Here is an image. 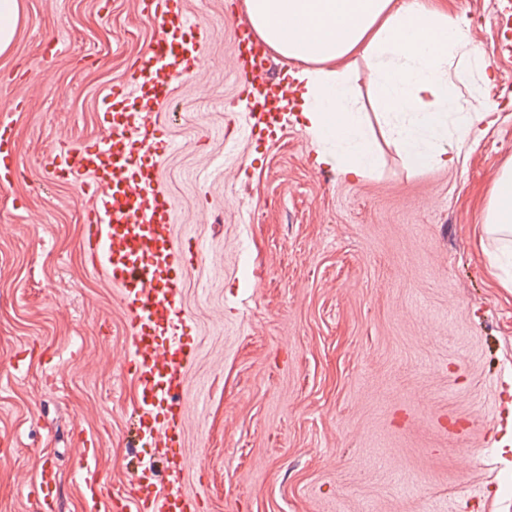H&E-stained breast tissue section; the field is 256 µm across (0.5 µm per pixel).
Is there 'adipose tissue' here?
<instances>
[{
  "label": "adipose tissue",
  "mask_w": 512,
  "mask_h": 512,
  "mask_svg": "<svg viewBox=\"0 0 512 512\" xmlns=\"http://www.w3.org/2000/svg\"><path fill=\"white\" fill-rule=\"evenodd\" d=\"M247 20L288 74L319 164L345 178L379 165L356 88L367 81L383 135L417 168L459 162L489 129L481 90L494 74L465 17L445 0H244ZM347 65L336 68V60ZM487 224L512 233V165L491 191Z\"/></svg>",
  "instance_id": "1"
}]
</instances>
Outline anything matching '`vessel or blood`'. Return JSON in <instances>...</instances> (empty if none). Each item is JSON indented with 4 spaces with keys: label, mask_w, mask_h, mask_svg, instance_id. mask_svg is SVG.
<instances>
[{
    "label": "vessel or blood",
    "mask_w": 512,
    "mask_h": 512,
    "mask_svg": "<svg viewBox=\"0 0 512 512\" xmlns=\"http://www.w3.org/2000/svg\"><path fill=\"white\" fill-rule=\"evenodd\" d=\"M157 32L132 64L129 77L102 97L101 139L51 154L53 179L81 184L89 194L82 250L86 264L117 288L131 339L128 369L136 387L133 442L150 447L139 462L132 490L102 499L84 497V512H199V497L186 487L192 465L180 445L189 409L188 373L194 348L185 338L183 283L197 253L178 238L176 208L149 158L161 151L160 116L177 80L193 76L201 47L215 34L193 20L185 0H143ZM254 31L238 28L233 41L235 77L249 108L250 133L274 132L281 100L264 96L272 83L269 59L254 49ZM0 163L13 169L17 145L11 125L0 122ZM58 473L45 466L28 494L38 512H57Z\"/></svg>",
    "instance_id": "obj_1"
}]
</instances>
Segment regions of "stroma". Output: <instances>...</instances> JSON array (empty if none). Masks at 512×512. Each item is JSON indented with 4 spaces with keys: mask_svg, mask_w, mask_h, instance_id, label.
Returning <instances> with one entry per match:
<instances>
[{
    "mask_svg": "<svg viewBox=\"0 0 512 512\" xmlns=\"http://www.w3.org/2000/svg\"><path fill=\"white\" fill-rule=\"evenodd\" d=\"M447 2L488 54L496 123L448 168L412 167L375 134L380 167L346 180L317 164L300 113L251 142L232 50L243 0H186L215 35L174 89L178 148L158 165L179 236L204 245L184 310L189 486L207 512H512V288L484 227L512 163V0ZM19 4L0 54L23 172L0 187V512H35L24 487L47 465L58 512H83V436L110 492L137 463L135 387L117 291L83 260L88 196L43 160L99 137L102 95L155 26L139 0Z\"/></svg>",
    "mask_w": 512,
    "mask_h": 512,
    "instance_id": "obj_1",
    "label": "stroma"
}]
</instances>
